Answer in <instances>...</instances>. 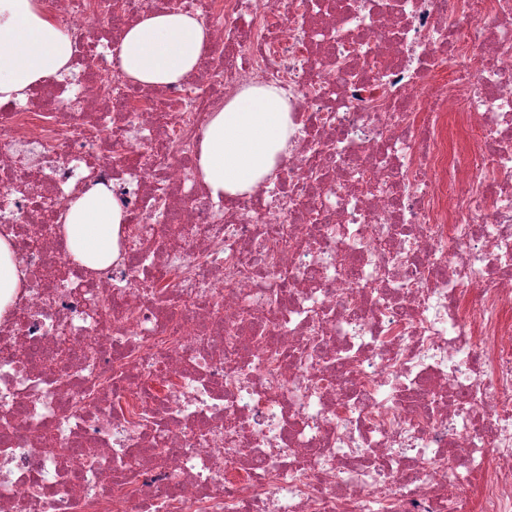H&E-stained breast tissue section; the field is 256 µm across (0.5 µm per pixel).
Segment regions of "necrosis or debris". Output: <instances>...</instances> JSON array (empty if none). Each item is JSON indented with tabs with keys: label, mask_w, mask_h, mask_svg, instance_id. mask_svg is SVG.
Returning a JSON list of instances; mask_svg holds the SVG:
<instances>
[{
	"label": "necrosis or debris",
	"mask_w": 512,
	"mask_h": 512,
	"mask_svg": "<svg viewBox=\"0 0 512 512\" xmlns=\"http://www.w3.org/2000/svg\"><path fill=\"white\" fill-rule=\"evenodd\" d=\"M49 8L68 72L0 102V512H512V0ZM153 10L210 32L159 88L117 62ZM255 86L302 133L213 199L199 139ZM96 183L102 271L61 233ZM124 213L102 185L88 188L70 204L64 238L74 261L103 269L118 258L117 241ZM25 287V273L12 244L0 237V319L14 306L21 288Z\"/></svg>",
	"instance_id": "1"
}]
</instances>
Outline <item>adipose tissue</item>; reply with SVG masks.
Wrapping results in <instances>:
<instances>
[{
	"label": "adipose tissue",
	"instance_id": "ef3b65f1",
	"mask_svg": "<svg viewBox=\"0 0 512 512\" xmlns=\"http://www.w3.org/2000/svg\"><path fill=\"white\" fill-rule=\"evenodd\" d=\"M210 34L197 16L148 13L122 37L119 63L128 79L150 86L177 84L196 68ZM72 55L44 0H0V101L23 97L33 84L58 76ZM291 132L288 101L277 88L253 87L213 113L199 142L201 178L213 197L240 196L259 189ZM124 213L101 185L70 204L64 238L74 261L102 269L118 258ZM25 273L12 244L0 237V317L14 306Z\"/></svg>",
	"mask_w": 512,
	"mask_h": 512
}]
</instances>
